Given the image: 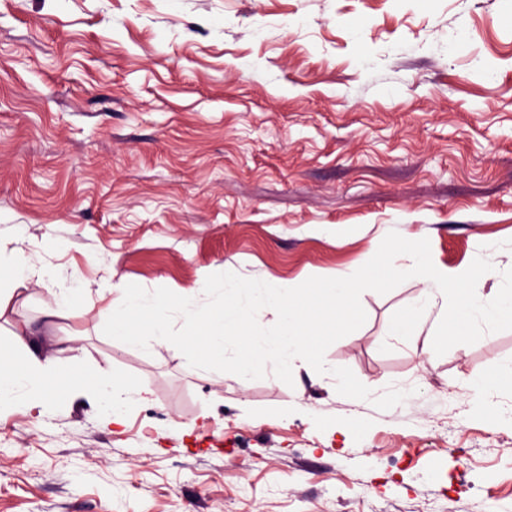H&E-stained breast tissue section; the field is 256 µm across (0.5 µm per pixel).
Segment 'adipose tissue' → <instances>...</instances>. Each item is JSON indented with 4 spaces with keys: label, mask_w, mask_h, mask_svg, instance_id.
I'll return each instance as SVG.
<instances>
[{
    "label": "adipose tissue",
    "mask_w": 512,
    "mask_h": 512,
    "mask_svg": "<svg viewBox=\"0 0 512 512\" xmlns=\"http://www.w3.org/2000/svg\"><path fill=\"white\" fill-rule=\"evenodd\" d=\"M8 274L7 283H0V317L23 301L30 285L52 282L48 272L29 263L24 250L0 253V274ZM13 343L24 353L22 363L0 361V405L39 407L44 403L48 388L57 385L63 392L87 391L112 400L116 388L106 369L95 370L92 375H77L73 379L60 381L57 374L46 371L39 357L36 333L29 321L18 322L11 332Z\"/></svg>",
    "instance_id": "obj_1"
}]
</instances>
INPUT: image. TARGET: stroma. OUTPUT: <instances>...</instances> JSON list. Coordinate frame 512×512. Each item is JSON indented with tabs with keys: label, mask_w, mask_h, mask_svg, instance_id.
I'll return each mask as SVG.
<instances>
[{
	"label": "stroma",
	"mask_w": 512,
	"mask_h": 512,
	"mask_svg": "<svg viewBox=\"0 0 512 512\" xmlns=\"http://www.w3.org/2000/svg\"><path fill=\"white\" fill-rule=\"evenodd\" d=\"M392 231L512 268V0H0V248L90 290L40 356L148 392L120 425L82 395L0 407V512H512V387L474 415L512 330L426 360L389 334L413 281L289 385L103 333L119 280L201 304L210 274L329 277ZM28 296L2 358L54 300Z\"/></svg>",
	"instance_id": "obj_1"
}]
</instances>
